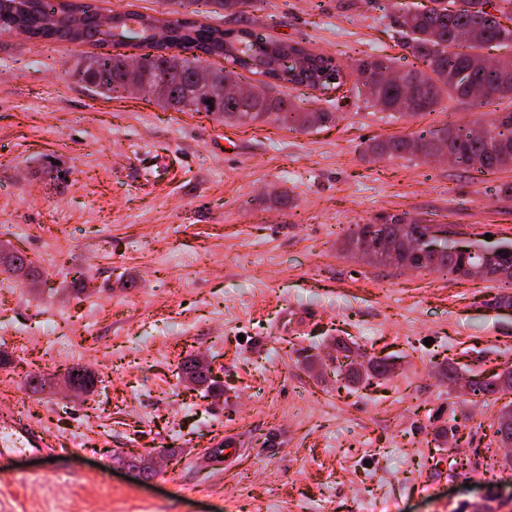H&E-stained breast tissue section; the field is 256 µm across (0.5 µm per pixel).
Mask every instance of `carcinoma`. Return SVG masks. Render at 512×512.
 Segmentation results:
<instances>
[{"instance_id":"carcinoma-1","label":"carcinoma","mask_w":512,"mask_h":512,"mask_svg":"<svg viewBox=\"0 0 512 512\" xmlns=\"http://www.w3.org/2000/svg\"><path fill=\"white\" fill-rule=\"evenodd\" d=\"M14 0H0V30L11 31L15 28L27 30L32 37L46 42L67 41L70 43H89L101 52L86 57L75 69L81 80L107 96L122 94L124 67L130 56L112 53L106 49V40L102 38V9L93 3H72L65 0L58 14L48 11L45 0H29L25 8L12 6ZM192 3L212 6L229 16L243 17L252 8L253 0H190ZM453 10L446 7L432 8L428 11L407 9L393 17V23L399 28L405 45L412 55L421 62L422 67L403 72L401 82L386 80L393 70L389 57L370 56L360 61L357 67L359 81L371 89L367 101L383 112L397 113L401 116H421L436 111L443 98L477 99L479 104L496 97L512 96V58L496 60L492 64L482 63L478 49L491 43H512V27L502 24L500 17L512 20V0H451ZM190 18H175L166 21L167 27L163 43L155 41L154 31L161 19L133 12L131 16L138 23L147 25V34L137 36L138 46L149 52L135 57L139 70L152 78V96L164 106H177L188 112H206L224 119L234 125L272 119V121L291 130H307L335 121L334 112L317 109L311 112L298 110L291 100L271 97L265 87L255 90L251 97L243 101H224L220 88L240 84V73L226 68L210 70L212 84L208 94H199L195 88V77L206 69L201 64V55L223 57L232 64L253 71L244 59L237 60L230 48L235 42L249 40L244 28L222 29L195 19L199 11H191ZM293 52L303 56L304 71L295 79L278 76L287 83H306L315 85L321 79V73L329 70L339 73L333 58L313 55L303 48ZM470 71L472 78L455 77L464 71ZM480 95H475L474 90ZM211 103H206V100ZM435 147L446 149L453 154L455 161L481 170H495L512 166V111L499 112L493 121L484 126V136L473 138L461 127H445L435 131H422L416 135L392 137L377 141L368 146L369 152L376 156H401L410 154L425 156L424 149ZM419 229L413 217H401L397 225L392 224H356L349 229L343 240V249L352 253L360 237L372 234L378 245L373 262L389 263V253L399 250L400 239L408 237L414 241L411 250L399 254L397 267L416 265L420 270L430 268V256L420 248V239L416 237ZM508 255L496 263L490 276H498L512 282V244L503 247ZM463 260L451 253L441 255L436 268L451 274L467 276ZM352 381L382 378L387 366L381 361L370 365L366 372L349 366ZM179 374L186 381L215 386V380L202 376L194 369L193 358L183 360ZM512 389V371L506 379L497 375L493 378L474 383L473 392L481 395H493ZM496 434L501 439L512 440V408L500 411L497 419Z\"/></svg>"}]
</instances>
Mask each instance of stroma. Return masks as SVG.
I'll return each instance as SVG.
<instances>
[{
	"instance_id": "1",
	"label": "stroma",
	"mask_w": 512,
	"mask_h": 512,
	"mask_svg": "<svg viewBox=\"0 0 512 512\" xmlns=\"http://www.w3.org/2000/svg\"><path fill=\"white\" fill-rule=\"evenodd\" d=\"M423 0H254L210 15L332 56L347 86L369 55L414 62L389 22ZM88 44L0 32V244L37 285L0 275V408L70 446L17 455L0 512H512L497 417L512 391L457 392L448 372L512 369V284L406 271L342 251L352 225L409 214L476 247L512 243V168L481 171L374 141L482 126L512 99H447L405 118L335 86L274 93L336 123L227 126L147 93L105 98L75 73ZM385 378L352 383L337 340ZM74 356H56L58 343ZM205 355L221 397L186 383ZM95 371L74 399L28 375ZM150 457L139 477L124 459Z\"/></svg>"
}]
</instances>
